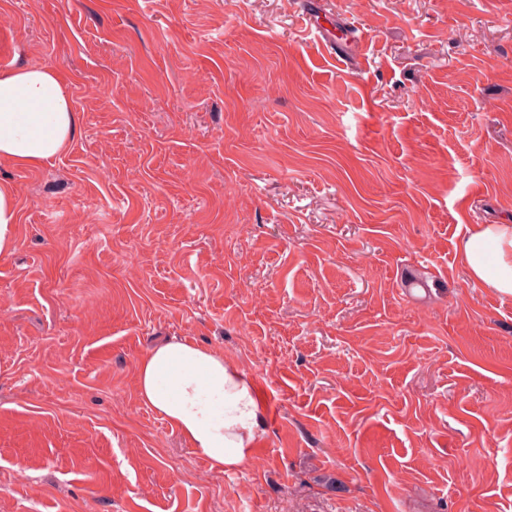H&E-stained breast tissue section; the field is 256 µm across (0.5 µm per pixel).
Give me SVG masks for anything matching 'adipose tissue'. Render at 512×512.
Instances as JSON below:
<instances>
[{
  "label": "adipose tissue",
  "mask_w": 512,
  "mask_h": 512,
  "mask_svg": "<svg viewBox=\"0 0 512 512\" xmlns=\"http://www.w3.org/2000/svg\"><path fill=\"white\" fill-rule=\"evenodd\" d=\"M79 116L59 70L0 73V160L39 168L73 142ZM471 280L512 297V224H474L457 245ZM140 399L177 428L212 469L246 462L264 417L245 375L223 353L174 339L136 366Z\"/></svg>",
  "instance_id": "obj_1"
}]
</instances>
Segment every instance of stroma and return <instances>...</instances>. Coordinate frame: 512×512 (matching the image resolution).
<instances>
[{
    "instance_id": "obj_1",
    "label": "stroma",
    "mask_w": 512,
    "mask_h": 512,
    "mask_svg": "<svg viewBox=\"0 0 512 512\" xmlns=\"http://www.w3.org/2000/svg\"><path fill=\"white\" fill-rule=\"evenodd\" d=\"M319 16L334 44L306 29ZM71 146L0 256V512H512V0H0ZM178 337L264 409L224 472L137 392ZM471 280L512 297V224H474L456 246Z\"/></svg>"
}]
</instances>
